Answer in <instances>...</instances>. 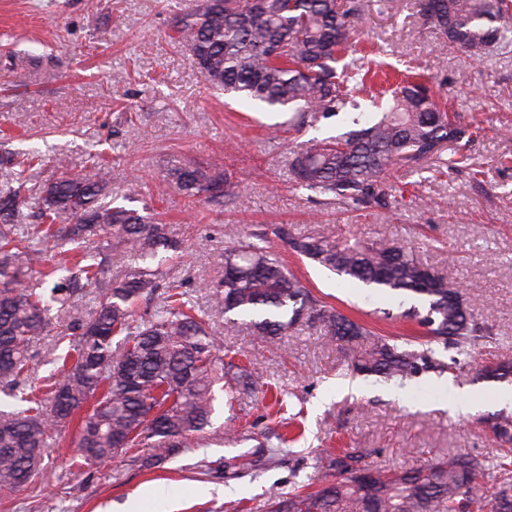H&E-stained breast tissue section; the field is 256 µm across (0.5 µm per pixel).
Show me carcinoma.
<instances>
[{
    "label": "carcinoma",
    "mask_w": 512,
    "mask_h": 512,
    "mask_svg": "<svg viewBox=\"0 0 512 512\" xmlns=\"http://www.w3.org/2000/svg\"><path fill=\"white\" fill-rule=\"evenodd\" d=\"M416 14L448 43L479 60L491 47L512 46V0H415ZM360 6L339 0H198L173 20L171 38L195 59L211 88L293 113L288 129L301 131L341 112L361 109L372 59L351 50ZM378 118L336 136H314L290 157L296 183L327 204L352 209L396 208L384 176L403 159H433L457 171L470 166L464 149L472 127L439 101L430 87L407 80L391 91ZM451 149L443 157V148ZM34 150L26 160L9 156L16 187L0 190V490L15 491L39 473L45 448L59 428L77 423L72 457L95 465L137 449L151 467L189 451L231 427L214 426L215 386L227 405L269 387L259 368L244 366L224 349L183 284L168 277L163 254L181 250L167 225L115 204L108 162L90 156L75 174L63 173L29 186ZM224 168L177 161L165 186L193 205L200 197H224ZM35 207L41 222L22 224ZM273 234L298 256L347 280L414 294L426 314L407 311L425 339L385 336L348 318L304 286L264 245V235H245L224 256V278L212 291V307L231 315L241 336L276 344L300 322L324 330L350 359L353 371L403 385L426 374L463 375L476 363V344L491 339L488 326L470 311L464 287L427 266L412 247L378 248L356 235L324 231L295 236L285 226ZM104 236L97 251L92 237ZM69 246L72 266L44 267L40 243ZM103 252L119 275L99 291L95 315L86 316L74 296L103 274ZM40 268L50 289L29 288L21 276ZM145 303L144 314L134 305ZM65 316L64 336L75 337L74 360L48 383L31 368L34 342ZM480 376L512 385V364L485 365ZM505 448L490 459L450 453L435 461L391 471L362 465L356 448L322 450L321 468L336 479L312 490L292 488L271 497L270 512H512V408L482 418ZM259 447H288L268 428ZM222 479L238 475L236 457L203 461Z\"/></svg>",
    "instance_id": "1"
}]
</instances>
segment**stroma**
Instances as JSON below:
<instances>
[{"instance_id": "stroma-1", "label": "stroma", "mask_w": 512, "mask_h": 512, "mask_svg": "<svg viewBox=\"0 0 512 512\" xmlns=\"http://www.w3.org/2000/svg\"><path fill=\"white\" fill-rule=\"evenodd\" d=\"M194 0H0V156L31 149L45 162L37 181L56 176V159L80 171L90 154L110 163L112 186L125 207L151 208L182 242L181 258L167 264L190 299L209 310L224 271V250L240 233L285 224L298 235L329 228L353 231L388 247L411 243L422 263L446 270L466 286L472 313L491 330L480 342L484 362L512 360V49L475 61L450 49L423 27L414 0H361L354 35L358 51H384L375 88L395 87L406 72L425 77L453 97L464 122L478 131L467 147L473 169L448 172L425 160L395 164L385 177L401 198L391 212L321 205L296 186L288 165L293 145L336 135L342 117L316 130L291 134L273 146L267 128L291 118L227 97L210 88L189 51L169 37L179 9ZM176 160L217 163L233 186L221 202L188 206L156 185ZM270 246L302 283L350 319L391 336H419L391 293L348 282L295 257L278 238ZM212 326L225 347L261 367L285 400L302 405L297 420L279 430L290 443L275 459L260 458L246 473L206 475L203 459L253 455L276 408L271 398L248 397L231 414L218 399L215 425L249 424L246 440L214 444L199 439L175 461L145 468L124 453L78 467L69 461L75 426L44 454V474L29 486L0 491V512H267L269 494L315 477L327 479L319 453L355 448L372 465L410 467L448 452L498 455L481 416L504 407L512 386L468 375L422 376L403 386L354 375L343 349L317 327L302 323L282 346L235 335L223 316Z\"/></svg>"}]
</instances>
